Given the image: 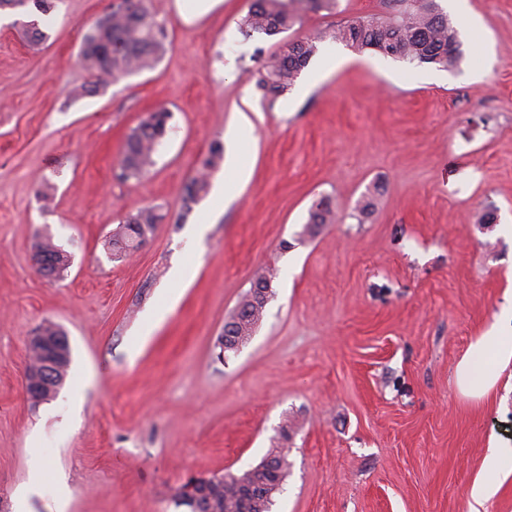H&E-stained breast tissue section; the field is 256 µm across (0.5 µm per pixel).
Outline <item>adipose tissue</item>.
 <instances>
[{
	"label": "adipose tissue",
	"mask_w": 512,
	"mask_h": 512,
	"mask_svg": "<svg viewBox=\"0 0 512 512\" xmlns=\"http://www.w3.org/2000/svg\"><path fill=\"white\" fill-rule=\"evenodd\" d=\"M512 366V301L504 305L492 325L471 342L456 364L453 379L458 392L467 400L481 404L490 400L503 372ZM512 459V447L497 436L489 438L484 460V478L471 491L469 512H484L486 502L497 491L503 463Z\"/></svg>",
	"instance_id": "1"
}]
</instances>
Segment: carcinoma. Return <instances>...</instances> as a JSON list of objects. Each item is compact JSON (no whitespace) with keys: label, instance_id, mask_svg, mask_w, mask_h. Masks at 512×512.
<instances>
[{"label":"carcinoma","instance_id":"1","mask_svg":"<svg viewBox=\"0 0 512 512\" xmlns=\"http://www.w3.org/2000/svg\"><path fill=\"white\" fill-rule=\"evenodd\" d=\"M382 4L384 11L380 13L337 25L331 38L357 52L372 50L395 61L427 64L442 70L459 66L463 50L458 30L437 0H382ZM336 6L337 0H252L240 22L244 36L279 37L274 53L266 56L259 50L253 57V74L263 97L274 99L291 90L317 53L316 39H294L287 33L301 25L307 14L333 13ZM166 38L164 24L149 11L144 0H124L122 8L104 15L87 30L79 57L94 78L91 86L96 89L107 77L117 80L153 67L165 50ZM170 118L171 112L161 108L147 113L131 130L121 151V179L138 180L150 170ZM222 160L223 147L218 143L211 145L198 174L185 188V207L207 193L210 171ZM162 220L163 215L150 207L129 213L112 236V251L125 255L139 249ZM332 220L331 201L322 197L312 205L305 231L312 235ZM36 249L63 266L68 265L67 253L52 238L40 239ZM236 309L232 333L234 340L243 344L253 335L265 306L252 303L247 292ZM267 456L278 459L279 474L256 475L257 487L251 495L242 493L230 477H212L204 492L205 512H270L288 463L279 448L271 449Z\"/></svg>","mask_w":512,"mask_h":512}]
</instances>
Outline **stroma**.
Segmentation results:
<instances>
[{
	"mask_svg": "<svg viewBox=\"0 0 512 512\" xmlns=\"http://www.w3.org/2000/svg\"><path fill=\"white\" fill-rule=\"evenodd\" d=\"M438 3L459 28L457 69L333 41L340 22L381 10L338 0L294 32L318 40L301 80H324L273 101L251 57L276 40L239 28L250 0L202 15L194 0H145L165 54L93 92L78 55L111 0H56L36 46L22 14L0 10V512H16L35 454L28 512L61 495L65 512H180L187 477L241 473L279 445L288 474L271 512H468L490 436L512 444V389L475 404L453 383L512 289V0ZM159 107L173 118L154 166L119 179L126 136ZM216 142L209 191L184 206ZM323 197L336 220L305 234ZM140 207L163 222L113 258L109 237ZM46 236L71 255L55 279L31 261ZM270 267L262 320L219 359L225 320ZM46 323L71 362L36 405L27 344Z\"/></svg>",
	"mask_w": 512,
	"mask_h": 512,
	"instance_id": "1",
	"label": "stroma"
}]
</instances>
